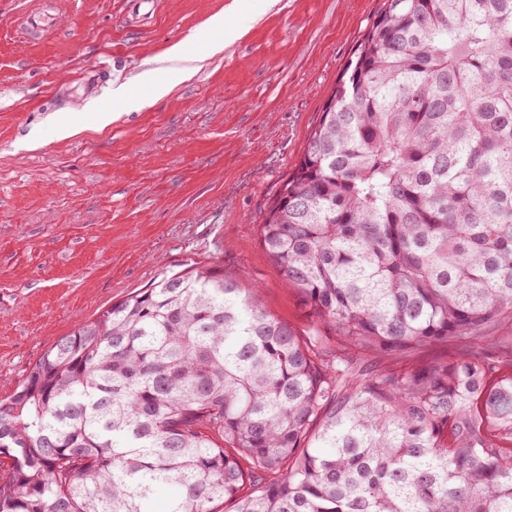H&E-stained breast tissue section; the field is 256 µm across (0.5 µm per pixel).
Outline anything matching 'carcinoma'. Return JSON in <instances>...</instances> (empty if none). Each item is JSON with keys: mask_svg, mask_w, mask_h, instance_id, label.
<instances>
[{"mask_svg": "<svg viewBox=\"0 0 512 512\" xmlns=\"http://www.w3.org/2000/svg\"><path fill=\"white\" fill-rule=\"evenodd\" d=\"M258 237L308 329L131 292L0 399V512H512V0H385Z\"/></svg>", "mask_w": 512, "mask_h": 512, "instance_id": "obj_1", "label": "carcinoma"}]
</instances>
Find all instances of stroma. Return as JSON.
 I'll return each instance as SVG.
<instances>
[{"instance_id":"stroma-1","label":"stroma","mask_w":512,"mask_h":512,"mask_svg":"<svg viewBox=\"0 0 512 512\" xmlns=\"http://www.w3.org/2000/svg\"><path fill=\"white\" fill-rule=\"evenodd\" d=\"M154 2L146 17L136 0H0V398L80 321L191 261L309 322L257 226L384 0ZM36 6L61 26L30 41L17 26ZM219 11L240 39L96 127L113 88L205 45Z\"/></svg>"}]
</instances>
